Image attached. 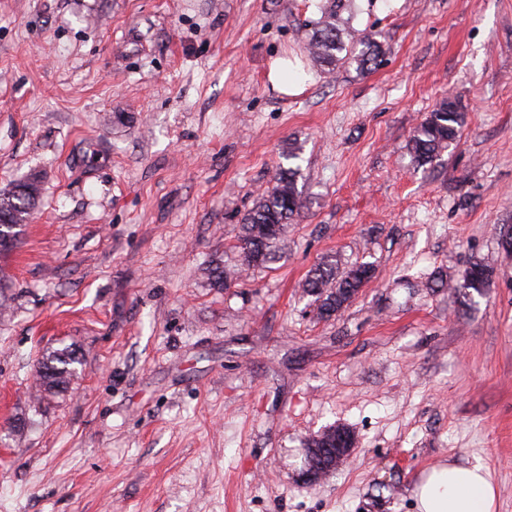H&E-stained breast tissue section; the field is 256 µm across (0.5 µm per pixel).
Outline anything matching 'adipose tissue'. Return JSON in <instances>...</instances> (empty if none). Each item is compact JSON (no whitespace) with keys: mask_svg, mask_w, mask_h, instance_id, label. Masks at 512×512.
<instances>
[{"mask_svg":"<svg viewBox=\"0 0 512 512\" xmlns=\"http://www.w3.org/2000/svg\"><path fill=\"white\" fill-rule=\"evenodd\" d=\"M413 493L418 512H495L496 490L479 464L433 466L421 475Z\"/></svg>","mask_w":512,"mask_h":512,"instance_id":"adipose-tissue-1","label":"adipose tissue"}]
</instances>
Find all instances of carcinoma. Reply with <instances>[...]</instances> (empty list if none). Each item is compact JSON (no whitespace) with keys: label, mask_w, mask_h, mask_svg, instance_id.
Returning <instances> with one entry per match:
<instances>
[{"label":"carcinoma","mask_w":512,"mask_h":512,"mask_svg":"<svg viewBox=\"0 0 512 512\" xmlns=\"http://www.w3.org/2000/svg\"><path fill=\"white\" fill-rule=\"evenodd\" d=\"M345 0H325L321 17L310 22L312 33L309 51L322 66L334 67L344 60L364 70L377 64L381 53L380 42L371 34H359L349 21L342 17ZM465 123L464 113L456 105L443 99L436 108L415 128L408 149L418 167L432 166L456 141ZM298 169L282 168L276 174L275 186L260 197L255 206L244 215L236 248L242 263L248 267L264 266L276 255V244L285 226L304 207L302 192L297 188ZM38 185L27 178L11 190L0 194V215L10 216L11 223H0V255L15 247L19 231L36 204ZM362 268H372L362 263L348 271H341L336 264L324 261L313 268L305 284L307 294L315 297L317 316L324 318L346 307L363 288L371 276H361ZM490 276L489 267L481 260L472 263L467 277L459 288L463 297L470 292L483 294ZM77 358L73 351L64 348L42 358L36 374L46 392L63 391L75 376L73 364Z\"/></svg>","instance_id":"obj_1"}]
</instances>
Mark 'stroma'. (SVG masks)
Returning a JSON list of instances; mask_svg holds the SVG:
<instances>
[{
	"instance_id": "stroma-1",
	"label": "stroma",
	"mask_w": 512,
	"mask_h": 512,
	"mask_svg": "<svg viewBox=\"0 0 512 512\" xmlns=\"http://www.w3.org/2000/svg\"><path fill=\"white\" fill-rule=\"evenodd\" d=\"M321 2L0 0V193L41 186L0 258V512H417L443 461L483 464L512 512V0H353L383 54L331 73L305 51ZM446 97L466 122L416 167ZM294 148L305 206L245 266ZM327 260L375 276L320 319ZM63 347L77 377L38 391ZM336 425L352 461L303 485ZM465 115L447 98L415 128L408 149L417 167L433 166L456 141ZM490 276L489 267L481 260L474 261L468 271L467 277L463 284L455 288H461L463 297L471 296L470 291L482 295Z\"/></svg>"
}]
</instances>
